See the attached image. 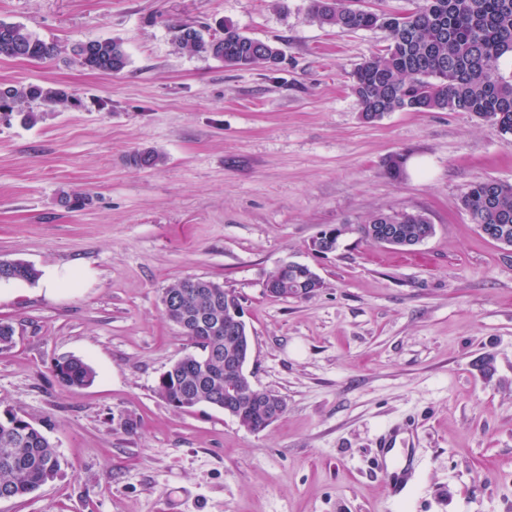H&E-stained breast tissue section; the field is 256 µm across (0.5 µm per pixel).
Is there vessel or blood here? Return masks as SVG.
<instances>
[{
  "label": "vessel or blood",
  "instance_id": "b4317fda",
  "mask_svg": "<svg viewBox=\"0 0 512 512\" xmlns=\"http://www.w3.org/2000/svg\"><path fill=\"white\" fill-rule=\"evenodd\" d=\"M376 447L378 466L392 473L386 484L389 498L404 497L415 472L413 428L394 427L383 432L376 441Z\"/></svg>",
  "mask_w": 512,
  "mask_h": 512
}]
</instances>
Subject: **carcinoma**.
Here are the masks:
<instances>
[{"label": "carcinoma", "instance_id": "1", "mask_svg": "<svg viewBox=\"0 0 512 512\" xmlns=\"http://www.w3.org/2000/svg\"><path fill=\"white\" fill-rule=\"evenodd\" d=\"M308 14L321 26L341 31L380 29L387 44L353 73L354 93L361 117L370 122L395 110L413 112H470L495 120L504 135L512 136V75L504 76L499 60L512 56V0H420L410 10L389 14L354 8L351 0H309ZM173 41L180 50L207 53L236 68L275 64L282 56L273 44L239 32L231 23L223 25L219 37L205 39L190 24L174 28ZM75 61L102 74L125 69L128 56L121 43L112 39H87L72 47ZM59 54L57 44L41 39L24 26L0 22V55L45 61ZM78 98L61 88L30 83L0 84V114L18 104L74 105ZM164 161L153 150L133 152L128 163L135 168H154ZM462 205L474 224L491 227L501 238L512 241V184L493 179L473 182ZM394 224L399 245L429 237L434 225L420 213H378L355 225L361 239L385 245L381 228ZM312 269L297 264L288 271V296L309 298L317 289L309 286ZM39 271L32 265L0 260V281L34 283ZM224 291V285L199 278L187 285L176 284L167 293L180 296V304L165 317L177 325L200 352H187L158 380L159 395L181 410L198 405L224 407V359L234 340L224 333V307L210 309L211 332L201 335L196 314L207 303L206 293ZM59 383L71 390L91 385L94 369L80 358L55 362ZM245 387L237 398L240 425L253 433L269 423L256 399L271 392ZM61 467L59 456L42 429L25 415L6 410L0 414V494L26 496L54 480Z\"/></svg>", "mask_w": 512, "mask_h": 512}]
</instances>
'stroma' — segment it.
<instances>
[{
	"instance_id": "stroma-1",
	"label": "stroma",
	"mask_w": 512,
	"mask_h": 512,
	"mask_svg": "<svg viewBox=\"0 0 512 512\" xmlns=\"http://www.w3.org/2000/svg\"><path fill=\"white\" fill-rule=\"evenodd\" d=\"M308 0H0V21L55 41L52 62L0 57V84L76 93L0 118V260L69 274L0 287V413L37 423L57 477L0 512H512V250L472 224L461 199L512 184V141L469 112L397 110L367 123L354 70L381 30L312 23ZM281 49L275 65L225 66L177 49L174 26L222 22ZM121 41L127 67L84 69L72 46ZM137 150L164 155L140 170ZM405 158L399 178L385 165ZM85 196L71 211L63 196ZM420 212L434 234L408 251L350 235L319 256L327 224ZM323 288L273 300L285 261ZM187 277L235 291L250 328L252 385L286 402L252 433L223 410H178L157 382L191 351L163 314ZM96 372L81 390L52 367ZM416 420L410 496L385 497L373 462L385 427ZM53 372L59 383L71 390L85 388L95 379L94 369L87 362L75 357L57 360Z\"/></svg>"
}]
</instances>
